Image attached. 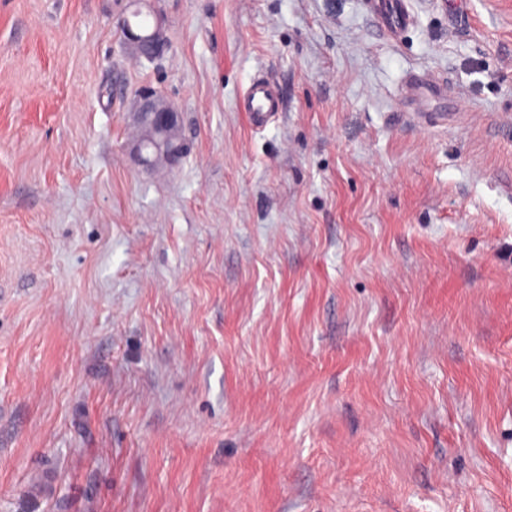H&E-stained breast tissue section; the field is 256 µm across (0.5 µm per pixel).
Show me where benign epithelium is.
<instances>
[{
	"instance_id": "7a95c632",
	"label": "benign epithelium",
	"mask_w": 512,
	"mask_h": 512,
	"mask_svg": "<svg viewBox=\"0 0 512 512\" xmlns=\"http://www.w3.org/2000/svg\"><path fill=\"white\" fill-rule=\"evenodd\" d=\"M124 41L134 59L154 61L168 47L160 20L140 28L130 18L122 21ZM132 115L139 136L133 147L138 162L146 168L174 165L187 152L180 133V113L165 96L151 85L140 87L133 100Z\"/></svg>"
}]
</instances>
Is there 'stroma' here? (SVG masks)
I'll use <instances>...</instances> for the list:
<instances>
[{
	"instance_id": "obj_1",
	"label": "stroma",
	"mask_w": 512,
	"mask_h": 512,
	"mask_svg": "<svg viewBox=\"0 0 512 512\" xmlns=\"http://www.w3.org/2000/svg\"><path fill=\"white\" fill-rule=\"evenodd\" d=\"M376 4L0 0V512H512V0ZM405 0H381L380 24L390 33L397 32L409 24V15L405 9ZM147 27H137L128 17L122 21L124 41L136 60L154 61L163 56L168 47V39L160 20L155 19L153 25ZM237 109L247 112L254 123L262 125L283 112V104L270 83L258 77L243 91ZM132 115L139 136L133 147L138 162L146 168L174 165L187 152L180 133V113L151 85L140 87L133 100Z\"/></svg>"
}]
</instances>
